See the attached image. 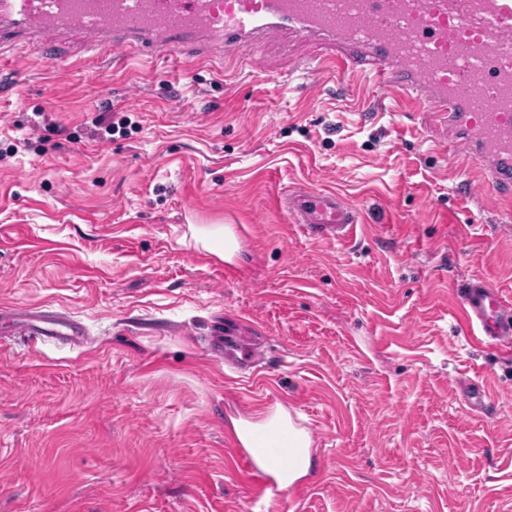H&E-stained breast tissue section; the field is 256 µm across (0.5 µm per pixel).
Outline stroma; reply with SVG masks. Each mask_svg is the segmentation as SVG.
I'll use <instances>...</instances> for the list:
<instances>
[{
  "label": "stroma",
  "mask_w": 512,
  "mask_h": 512,
  "mask_svg": "<svg viewBox=\"0 0 512 512\" xmlns=\"http://www.w3.org/2000/svg\"><path fill=\"white\" fill-rule=\"evenodd\" d=\"M312 54L0 59V512H512V352L470 342L452 293L512 302V210L447 129ZM299 187L365 233H303ZM192 224L231 226L238 258L181 245ZM28 311L83 343L31 349ZM230 326L260 359L225 364ZM474 376L490 417L456 397ZM277 402L315 470L258 496L228 423ZM288 209L303 232L330 245L348 243L359 226V212L333 191L297 189L288 195Z\"/></svg>",
  "instance_id": "obj_1"
}]
</instances>
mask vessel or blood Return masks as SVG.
Here are the masks:
<instances>
[{"mask_svg":"<svg viewBox=\"0 0 512 512\" xmlns=\"http://www.w3.org/2000/svg\"><path fill=\"white\" fill-rule=\"evenodd\" d=\"M81 32L94 50L152 59L202 46L241 57L282 33L316 45L327 70L369 80L427 108L483 186L512 202V0H0V51L34 46L65 62L67 37ZM288 208L301 230L331 244L356 234L359 212L341 195L300 188ZM461 316L479 344L512 349V307L485 278L456 288ZM31 346L82 327L26 315ZM463 404L490 415L485 386L473 381Z\"/></svg>","mask_w":512,"mask_h":512,"instance_id":"obj_1","label":"vessel or blood"}]
</instances>
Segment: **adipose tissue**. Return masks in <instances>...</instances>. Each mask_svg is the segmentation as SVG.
Masks as SVG:
<instances>
[{
  "mask_svg": "<svg viewBox=\"0 0 512 512\" xmlns=\"http://www.w3.org/2000/svg\"><path fill=\"white\" fill-rule=\"evenodd\" d=\"M238 445L254 464L285 490L306 480L313 471V441L279 403L265 406L246 417L231 419Z\"/></svg>",
  "mask_w": 512,
  "mask_h": 512,
  "instance_id": "ef3b65f1",
  "label": "adipose tissue"
}]
</instances>
